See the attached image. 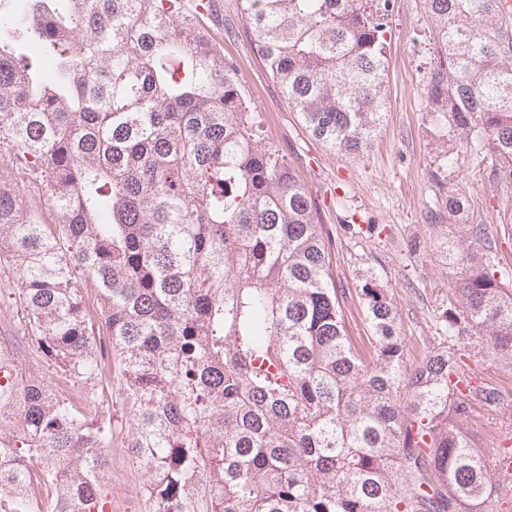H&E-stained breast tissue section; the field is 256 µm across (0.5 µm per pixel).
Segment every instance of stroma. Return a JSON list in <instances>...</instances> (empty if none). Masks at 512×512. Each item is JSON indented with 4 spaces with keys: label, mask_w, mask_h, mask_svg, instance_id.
Returning a JSON list of instances; mask_svg holds the SVG:
<instances>
[{
    "label": "stroma",
    "mask_w": 512,
    "mask_h": 512,
    "mask_svg": "<svg viewBox=\"0 0 512 512\" xmlns=\"http://www.w3.org/2000/svg\"><path fill=\"white\" fill-rule=\"evenodd\" d=\"M387 38V112L372 149L352 158L312 139L296 112L283 99L275 80L255 53L240 15L238 0H212L209 21L224 55L233 62L247 96L257 108L267 138L296 168L320 206V220L335 247L334 276L350 289L346 315L356 340L370 334L358 293L368 274H375L398 312L402 335L420 349H438L437 316L448 297V266L437 242L447 236L452 216L435 217L441 195L455 190L469 200L468 221L488 228L472 246L487 254L495 269L512 275V192L468 168L436 183L435 147L439 132L425 111L419 81L431 66L428 50L432 20L423 0H392ZM18 282L0 268V346L12 349L25 371L49 376L33 347L21 341L22 312L12 295ZM469 369L479 382H492L503 392L501 413L475 408L471 426L496 447L512 437V373L490 367L471 356ZM112 506L108 512H147V477L126 448L113 445L107 474Z\"/></svg>",
    "instance_id": "stroma-1"
}]
</instances>
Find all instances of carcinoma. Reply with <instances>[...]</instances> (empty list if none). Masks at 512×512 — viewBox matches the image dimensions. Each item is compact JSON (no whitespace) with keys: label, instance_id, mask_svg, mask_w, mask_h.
<instances>
[{"label":"carcinoma","instance_id":"1","mask_svg":"<svg viewBox=\"0 0 512 512\" xmlns=\"http://www.w3.org/2000/svg\"><path fill=\"white\" fill-rule=\"evenodd\" d=\"M428 115L512 186V0H424ZM253 48L299 122L348 156L386 112L391 0H240ZM210 0H0V261L33 348L80 400L0 357V512H105L104 358L152 512H491L496 453L470 427L460 346L512 372V283L441 243L448 345L407 370L382 288L360 348L334 248L295 168L255 120ZM442 204L463 219L467 200ZM96 288L100 318L84 290ZM207 474L202 490L195 476Z\"/></svg>","mask_w":512,"mask_h":512}]
</instances>
